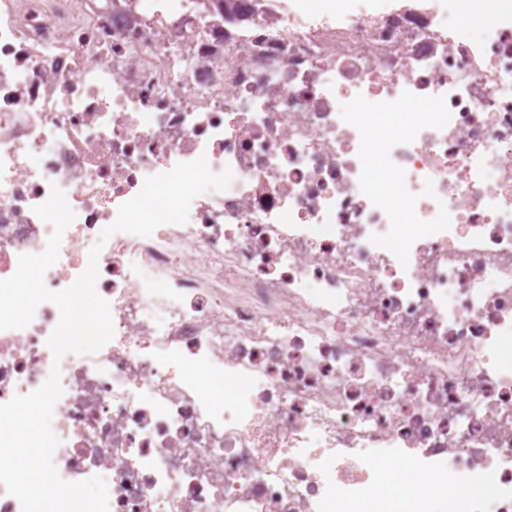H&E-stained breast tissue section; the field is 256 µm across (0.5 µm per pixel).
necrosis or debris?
<instances>
[{"instance_id":"1","label":"necrosis or debris","mask_w":512,"mask_h":512,"mask_svg":"<svg viewBox=\"0 0 512 512\" xmlns=\"http://www.w3.org/2000/svg\"><path fill=\"white\" fill-rule=\"evenodd\" d=\"M202 155L226 190L103 247L99 352L54 363L49 302L0 331V403L61 371L60 477H104L109 512H512V0H0V279L45 250L51 186L59 291Z\"/></svg>"}]
</instances>
